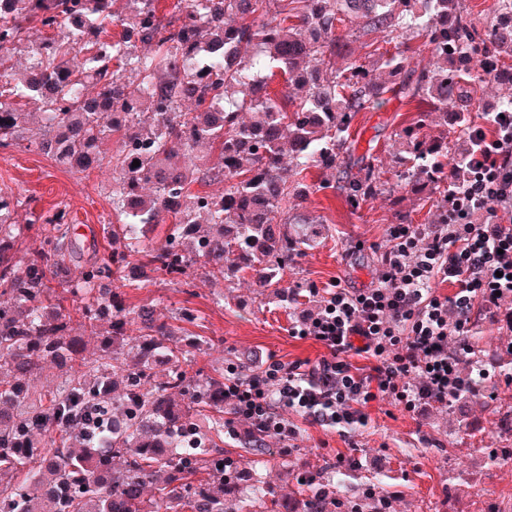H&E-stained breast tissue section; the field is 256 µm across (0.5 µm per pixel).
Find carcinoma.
Returning <instances> with one entry per match:
<instances>
[{
	"instance_id": "obj_1",
	"label": "carcinoma",
	"mask_w": 512,
	"mask_h": 512,
	"mask_svg": "<svg viewBox=\"0 0 512 512\" xmlns=\"http://www.w3.org/2000/svg\"><path fill=\"white\" fill-rule=\"evenodd\" d=\"M3 2L0 148L24 140L76 172L112 167L115 221L107 245L87 252L68 207L22 224L21 194L0 192V512H336L357 495L345 468L298 481L286 501L253 468L224 469L234 406L224 369L195 368L210 343L186 329L197 310L162 319L151 302L126 306L112 283L147 270L180 281L249 271L259 293L279 287L282 260L320 234L288 220L309 169L356 162L346 178L356 205L384 190L378 158L355 156L351 124L388 93L426 105L396 133L406 193L448 198L469 176L464 159H445L448 126L471 124V53L512 89V33L477 28L460 0H192L167 20L154 0H126L122 34L109 39L114 0ZM351 31L380 38L357 57ZM421 39L432 58L417 71ZM21 45L32 62L10 72ZM277 76L280 96L267 91ZM29 237L40 248L22 257ZM77 326L97 337L90 359ZM51 367L60 380L37 392Z\"/></svg>"
}]
</instances>
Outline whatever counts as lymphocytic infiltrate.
I'll return each instance as SVG.
<instances>
[{
	"mask_svg": "<svg viewBox=\"0 0 512 512\" xmlns=\"http://www.w3.org/2000/svg\"><path fill=\"white\" fill-rule=\"evenodd\" d=\"M492 125L490 137L473 131L481 148L467 158L470 177L449 191L439 226L392 225L377 283L325 290L320 311L292 327L325 348L316 364L274 360L225 385L235 403L225 433L235 435L240 418L270 437L295 438L282 407L345 433L367 425L376 401L412 412L480 393L489 373L468 341L472 313L512 297V111ZM440 281L454 293L439 292ZM354 354L365 365L352 363Z\"/></svg>",
	"mask_w": 512,
	"mask_h": 512,
	"instance_id": "f902f5d3",
	"label": "lymphocytic infiltrate"
}]
</instances>
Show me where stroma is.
I'll list each match as a JSON object with an SVG mask.
<instances>
[{
  "label": "stroma",
  "mask_w": 512,
  "mask_h": 512,
  "mask_svg": "<svg viewBox=\"0 0 512 512\" xmlns=\"http://www.w3.org/2000/svg\"><path fill=\"white\" fill-rule=\"evenodd\" d=\"M418 117L415 103L390 95L353 119L359 150L373 149L381 162L386 193L357 206L341 178L318 168L307 172L309 192L288 214L320 223L322 235L289 257L278 293L257 294L247 273L220 281L199 275L186 285L152 273L141 287L125 288L127 304L151 301L167 316L190 303L202 318L200 335L211 341L197 356L198 367L207 372L243 362L255 370L273 357L286 363L317 362L324 348L290 334L308 311L307 305L294 301L296 289L311 284L322 289L337 282L370 287L377 280L390 225L403 218L412 224L438 220V203L406 197L391 141L374 138L378 128L396 131ZM1 191L22 193V210L28 214L67 205L85 234H102L112 217L111 169L86 176L21 147L0 148ZM511 310L507 298L494 314L480 312L473 318L470 341L487 353L490 372L480 396L460 407L430 404L413 413L382 400L369 408L368 425L347 437L329 427L299 422L300 433L288 456H280V441L270 439L271 452L259 467L262 479L285 496L294 489L293 475L323 478L327 466L343 454L352 458L358 481L373 480L377 493L391 498V512H512V459L493 463L473 449L474 437L499 448L512 435L505 428L512 420V384L503 377L504 372L512 373V325L506 321Z\"/></svg>",
  "instance_id": "obj_1"
}]
</instances>
